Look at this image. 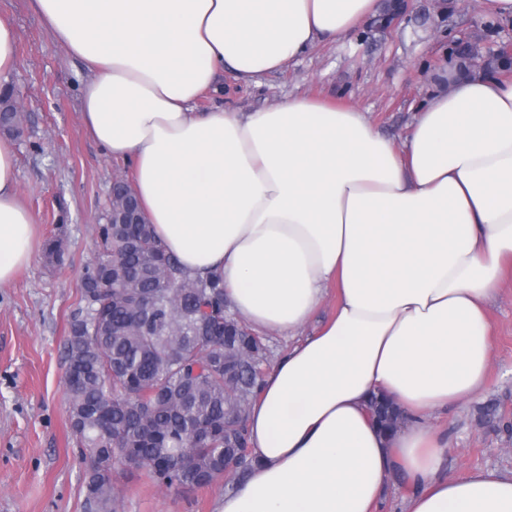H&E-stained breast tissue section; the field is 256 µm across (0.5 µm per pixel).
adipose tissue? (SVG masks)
<instances>
[{"label": "adipose tissue", "instance_id": "ef3b65f1", "mask_svg": "<svg viewBox=\"0 0 512 512\" xmlns=\"http://www.w3.org/2000/svg\"><path fill=\"white\" fill-rule=\"evenodd\" d=\"M83 60L82 121L189 276L216 275L236 316L293 339L248 431L254 470L219 512H376L400 474L404 512H512V473L448 478L433 424L481 391L488 306L512 264V79L434 92L402 144L363 112L291 96L196 111L232 69L281 71L379 13L378 0H33ZM0 139V286L35 254L34 214ZM335 292L332 316L299 332ZM406 414L384 436L371 395Z\"/></svg>", "mask_w": 512, "mask_h": 512}]
</instances>
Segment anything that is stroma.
I'll return each mask as SVG.
<instances>
[{
	"mask_svg": "<svg viewBox=\"0 0 512 512\" xmlns=\"http://www.w3.org/2000/svg\"><path fill=\"white\" fill-rule=\"evenodd\" d=\"M0 18L17 35L10 83L24 99V134L15 141L18 191L37 219L40 242L31 264L0 286V512H85L87 463L71 434L64 343L112 183L131 171L83 125V61L53 41L30 0H0ZM511 39L512 18H490L482 0H416L398 26L316 43L258 82L243 83L225 70L221 94L202 96L196 109L254 112L306 95L366 110L381 135L400 143L436 88L438 65L454 41L493 50ZM51 237L62 243L63 264L45 257L42 244ZM489 316L483 389L434 419L448 433L445 471L455 479L512 471V277L491 300ZM489 406L491 419L483 415ZM118 487L119 512H217L231 483L221 476L203 489L162 491L134 470L119 472Z\"/></svg>",
	"mask_w": 512,
	"mask_h": 512,
	"instance_id": "stroma-1",
	"label": "stroma"
}]
</instances>
